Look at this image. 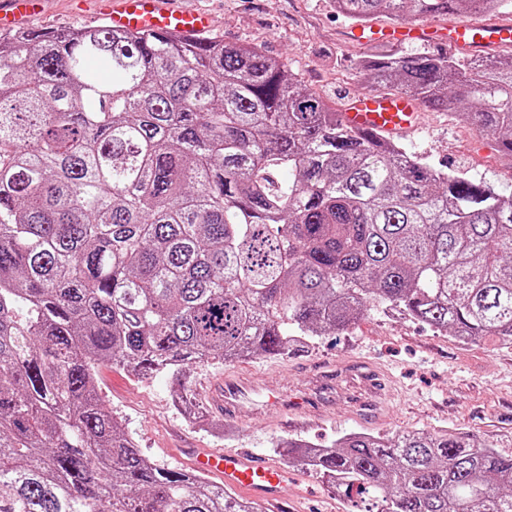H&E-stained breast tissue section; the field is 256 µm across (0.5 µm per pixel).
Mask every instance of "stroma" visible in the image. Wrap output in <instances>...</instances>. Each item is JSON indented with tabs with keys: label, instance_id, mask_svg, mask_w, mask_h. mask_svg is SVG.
Instances as JSON below:
<instances>
[{
	"label": "stroma",
	"instance_id": "obj_1",
	"mask_svg": "<svg viewBox=\"0 0 512 512\" xmlns=\"http://www.w3.org/2000/svg\"><path fill=\"white\" fill-rule=\"evenodd\" d=\"M202 10L212 34L228 43L258 45L286 62L337 108L362 90L352 62L361 49L350 42L349 22L333 0H173ZM97 0H44L30 28L60 30L102 23ZM418 130L404 143L416 155L497 184L512 180V160L499 157L488 139L445 112L421 109ZM356 362L377 371L380 392L353 377L336 383L328 402L316 401L313 370L321 364ZM265 381L268 396L313 397L307 418L282 415L257 401L241 419L210 417L193 424L172 402L175 379L137 380L126 369L102 368L98 391L139 448L157 464L183 467L177 448H249L274 460L283 439L328 445L350 432L396 434L458 429L512 455V349L487 340L462 344L390 310L371 308L348 332L316 339L285 359L255 356L224 364H200L194 381L236 370ZM269 512H352L325 479L297 472L296 484Z\"/></svg>",
	"mask_w": 512,
	"mask_h": 512
}]
</instances>
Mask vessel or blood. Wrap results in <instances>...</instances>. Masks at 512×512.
Listing matches in <instances>:
<instances>
[{"mask_svg": "<svg viewBox=\"0 0 512 512\" xmlns=\"http://www.w3.org/2000/svg\"><path fill=\"white\" fill-rule=\"evenodd\" d=\"M112 28L166 35L178 32L198 36L210 28L208 15L171 8L170 0H105ZM40 0H0V31L25 28L38 12ZM352 41L367 45L390 42H429L465 53H493L512 45V25L486 21L449 25L424 22L403 23L390 28L360 27L352 30ZM419 105L404 94L377 91L353 96L344 112L350 128L386 138H401L414 130ZM261 392L243 372L225 374L212 380L204 391L210 406L223 414L246 412ZM185 454L191 469L219 477L226 487L243 491L255 499L273 503L285 497L293 477L276 462L261 461L240 450L189 448Z\"/></svg>", "mask_w": 512, "mask_h": 512, "instance_id": "1", "label": "vessel or blood"}]
</instances>
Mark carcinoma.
<instances>
[{"label":"carcinoma","mask_w":512,"mask_h":512,"mask_svg":"<svg viewBox=\"0 0 512 512\" xmlns=\"http://www.w3.org/2000/svg\"><path fill=\"white\" fill-rule=\"evenodd\" d=\"M353 24L512 0H334ZM370 89L446 111L512 159V56L366 52ZM370 305L512 345V181L353 130L288 66L224 37L106 24L0 38V512H265L158 466L98 368L280 358ZM288 465L377 512H512V456L468 433L283 441Z\"/></svg>","instance_id":"carcinoma-1"}]
</instances>
